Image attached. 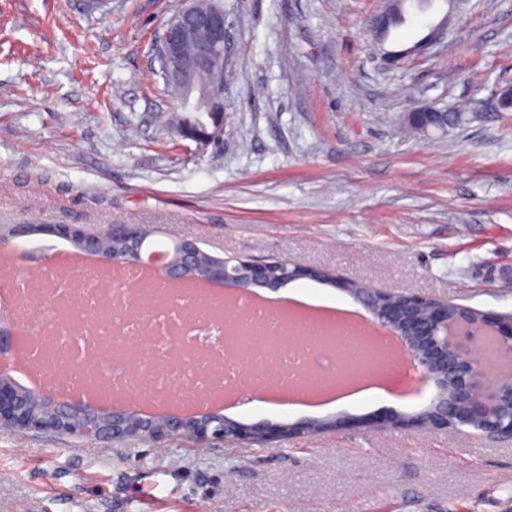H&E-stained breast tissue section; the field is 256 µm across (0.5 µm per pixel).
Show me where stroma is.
<instances>
[{
  "mask_svg": "<svg viewBox=\"0 0 512 512\" xmlns=\"http://www.w3.org/2000/svg\"><path fill=\"white\" fill-rule=\"evenodd\" d=\"M183 0H0V226L142 224L218 257L285 259L374 288L512 313V0H472L444 45L382 70L380 0H224V133L178 137L151 46ZM473 98L448 132L406 112ZM401 402L328 410L413 414ZM512 512V443L347 428L166 448L0 431V512Z\"/></svg>",
  "mask_w": 512,
  "mask_h": 512,
  "instance_id": "obj_1",
  "label": "stroma"
}]
</instances>
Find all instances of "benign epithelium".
Listing matches in <instances>:
<instances>
[{"instance_id":"1","label":"benign epithelium","mask_w":512,"mask_h":512,"mask_svg":"<svg viewBox=\"0 0 512 512\" xmlns=\"http://www.w3.org/2000/svg\"><path fill=\"white\" fill-rule=\"evenodd\" d=\"M400 0H382L372 17L370 31L379 45L386 69L396 67L404 56L383 48V36L400 12ZM448 37V17L431 26L421 41L411 47L421 52L442 43ZM156 46L164 61L163 76L186 94L192 112H200L208 121L185 120L177 127L178 136L201 145L215 141L224 128V70L228 63V27L226 10L218 0H187L165 25ZM407 119L425 131H448V109L420 105ZM141 226L111 225L107 237L91 234L81 224H52L48 234L75 243L85 253L98 256L103 263L135 264L140 249L125 256L108 252L106 239L140 238ZM207 253L193 240L178 242L176 253L161 267L159 276L169 284L200 278L221 285L232 293H254L258 288L275 290L284 285L271 273V264L244 262L235 257L218 260L207 273L197 275ZM353 297L400 344L405 354L408 375L422 383H432L437 396L426 410V420L404 419L399 414H380L367 422L375 431L387 429H448V419L469 426L481 435L497 440H512V377L493 375L483 351L477 345H465L462 339L493 336L500 343L512 340V318L494 313L479 319L460 318L448 322V314L433 300L420 294H403L361 286ZM16 340L15 320L0 316V363L11 354ZM0 430L56 432L88 440H125L137 435L163 448L174 437L203 444L237 442L275 443L286 437L295 439L309 433V423L247 425L218 412L165 414L145 417L121 407L94 408L83 400L53 393H36L15 385L0 369Z\"/></svg>"}]
</instances>
